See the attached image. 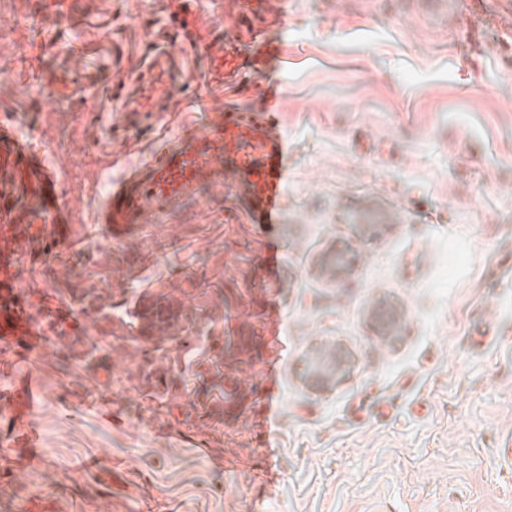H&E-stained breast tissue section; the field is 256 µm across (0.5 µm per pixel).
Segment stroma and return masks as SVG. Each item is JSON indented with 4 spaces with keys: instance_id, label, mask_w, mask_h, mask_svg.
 I'll return each mask as SVG.
<instances>
[{
    "instance_id": "stroma-1",
    "label": "stroma",
    "mask_w": 512,
    "mask_h": 512,
    "mask_svg": "<svg viewBox=\"0 0 512 512\" xmlns=\"http://www.w3.org/2000/svg\"><path fill=\"white\" fill-rule=\"evenodd\" d=\"M169 10L0 0V119L53 151L78 264L27 274L78 328L0 360V389L31 376L37 401L32 429L0 422V512H512V48L495 13L469 41L432 0H288L270 281L253 225L208 187L112 251L87 235L114 183L204 122L191 55L174 123L124 134L112 98ZM368 208L393 218L372 239ZM342 246L339 278L323 259ZM338 345L350 371L320 384L311 361Z\"/></svg>"
}]
</instances>
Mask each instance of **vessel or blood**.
I'll list each match as a JSON object with an SVG mask.
<instances>
[{"instance_id": "vessel-or-blood-1", "label": "vessel or blood", "mask_w": 512, "mask_h": 512, "mask_svg": "<svg viewBox=\"0 0 512 512\" xmlns=\"http://www.w3.org/2000/svg\"><path fill=\"white\" fill-rule=\"evenodd\" d=\"M170 2L163 31L184 36L204 61L208 91L199 102L209 114V125L179 130L113 189L98 213V230L114 242L126 241L156 212L179 209L209 184L234 192L248 222L275 239L288 184V139L278 127L280 93L269 75L283 66L284 41L275 32L288 24V0H224L220 33L204 24L200 0ZM171 62L168 53H155L136 75L140 91L153 94V109L159 113L177 93L165 81ZM241 98L252 100V108L239 109ZM0 159L8 173L28 177L38 192L25 230L14 229L12 207L0 206V356L29 354L44 347L46 336L35 303L18 283L16 264L31 258L40 241H48L53 251L68 245L61 228L68 208L56 164L4 121ZM33 406L32 384L0 393V413L16 422L30 424Z\"/></svg>"}]
</instances>
